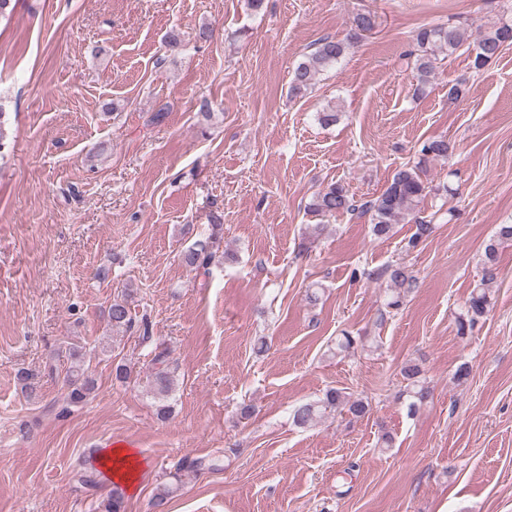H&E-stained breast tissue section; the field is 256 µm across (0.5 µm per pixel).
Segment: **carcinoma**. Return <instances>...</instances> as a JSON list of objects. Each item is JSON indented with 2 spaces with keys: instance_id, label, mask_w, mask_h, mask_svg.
Instances as JSON below:
<instances>
[{
  "instance_id": "obj_1",
  "label": "carcinoma",
  "mask_w": 512,
  "mask_h": 512,
  "mask_svg": "<svg viewBox=\"0 0 512 512\" xmlns=\"http://www.w3.org/2000/svg\"><path fill=\"white\" fill-rule=\"evenodd\" d=\"M465 40V30L450 23L422 27L415 32L413 46L416 51L414 68L418 76L417 90H422L435 75L438 53L452 54ZM511 44L512 24L492 27L481 34L477 41L473 67L478 70L483 68L499 55L503 47ZM347 48L348 43L345 41L332 37L320 39L315 51L294 70L290 93L294 96L305 94L315 85L320 72L338 63ZM452 150L453 145L443 138L425 142L420 150L421 158L417 165L399 169L380 196L362 205L363 211L370 215L374 236L380 239L389 238L394 235L396 225L413 224L415 231L408 245L414 248L433 234L434 225L422 216L423 202L430 189L422 179L421 173L427 163L447 158ZM308 210L317 216H333L353 211L355 206L345 187L340 183H332L313 196ZM213 229L214 232L209 237L194 242L184 251L182 262L185 266L207 273L211 266L219 263L221 225L215 224ZM508 243H512V224L497 225L494 233L484 244L481 280L467 299L464 311L457 317V335H467L493 305V284L497 281L499 254ZM381 278L387 283V307L396 310L402 306L405 294L416 286V277L402 264L385 266L376 273V279ZM108 317L112 327L116 329L130 330L134 327V319L123 300L112 302ZM151 372L152 391L159 402L158 413L166 417L170 413V406L165 404V401L173 389L167 350L163 349L154 354L151 359ZM421 374L422 370L416 364L408 363L402 368L403 378L407 380L402 397L407 401L410 413L419 409L430 397L429 387ZM67 386L69 401L81 403L93 389V381L85 375L84 369L78 364L70 370ZM344 409L352 416L360 418L369 412V403L362 398L353 400L339 389H330L323 398L297 406L293 411V421L296 426L304 428L317 424L328 413Z\"/></svg>"
}]
</instances>
